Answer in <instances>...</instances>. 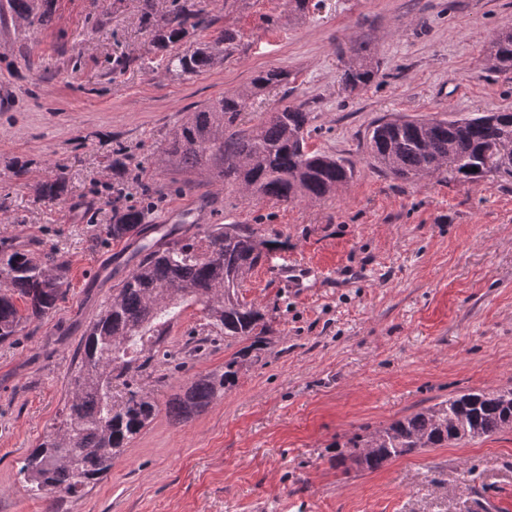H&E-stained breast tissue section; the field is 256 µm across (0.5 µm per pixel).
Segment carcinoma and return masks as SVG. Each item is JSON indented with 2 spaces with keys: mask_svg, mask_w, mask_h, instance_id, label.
Listing matches in <instances>:
<instances>
[{
  "mask_svg": "<svg viewBox=\"0 0 512 512\" xmlns=\"http://www.w3.org/2000/svg\"><path fill=\"white\" fill-rule=\"evenodd\" d=\"M52 0H7L10 11L29 25L51 18ZM174 2L161 19L150 22L153 43L166 50L180 43L200 23V13ZM237 32L224 28L211 42L185 52L173 51L166 68L192 77L212 69L231 54ZM492 70H512V28L496 32L487 48ZM378 66L367 48L353 50L344 71L345 88L368 85ZM287 71L258 72L251 86L224 94L177 126L161 148V166L186 172L206 171L221 182L231 181L250 195L290 203L328 198L352 178V164L308 146L312 113L302 106H286L261 123L243 128L240 116L249 97L271 87L288 85ZM366 144L374 165L397 179L420 182L444 174L473 183L500 172L488 161L486 149L501 144L512 149V112L455 119L383 116L372 123ZM478 171H473V168ZM65 190L61 175L37 188L40 199H54ZM108 196L112 223L101 231L114 241H138L132 268L112 291L109 303L92 323L79 352L80 361L68 379L63 424L68 435H45L24 458L19 474L37 498L77 496L96 484L112 468L118 455L158 412L157 402L138 387L137 376L160 352L170 310L188 301L202 305L208 335L224 344L250 341L224 362V371L200 376L168 402L174 419L184 421L205 410L224 389L234 386L240 367L259 360L268 328L265 314L239 299L249 271L273 251V241L258 238L250 224H200L192 236L177 225L160 224L163 242L144 237L153 200L145 187L141 206L121 209ZM46 262L55 272L34 261L29 250L0 244V342L13 337L23 323L41 318L57 306L65 286V261L53 255ZM25 303L21 314L16 301ZM127 389L123 402L112 401V384ZM512 430V387L463 393L412 413L365 434L355 433L336 447L345 452L336 465L351 461L376 470L388 461L424 448H443L452 442L489 437Z\"/></svg>",
  "mask_w": 512,
  "mask_h": 512,
  "instance_id": "obj_1",
  "label": "carcinoma"
}]
</instances>
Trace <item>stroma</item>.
<instances>
[{
  "mask_svg": "<svg viewBox=\"0 0 512 512\" xmlns=\"http://www.w3.org/2000/svg\"><path fill=\"white\" fill-rule=\"evenodd\" d=\"M203 23L181 50L238 33L223 63L186 78L142 22L169 0H53L49 25L0 12V241L35 260L67 261L56 309L0 344V512H50L18 474L62 419L67 379L91 324L132 254L97 233L102 199L144 186L155 224H250L279 247L241 290L269 328L260 359L202 413L157 417L110 473L57 512H512V431L428 448L375 471L336 463L338 442L468 391L512 387V176L462 184L393 179L368 157L385 115L452 119L512 111V72L483 60L512 28V0H319L295 19L288 0H184ZM378 61L366 87L343 90L340 51ZM125 60L115 70L116 60ZM292 83L254 96L243 126L285 105L312 112L311 149L349 159L352 179L321 201L258 199L197 173L161 168L172 130L259 71ZM64 171V193L34 186ZM291 265L292 275L281 272ZM199 304L177 308L141 387L166 404L191 379L223 371L235 346L206 341Z\"/></svg>",
  "mask_w": 512,
  "mask_h": 512,
  "instance_id": "1",
  "label": "stroma"
}]
</instances>
